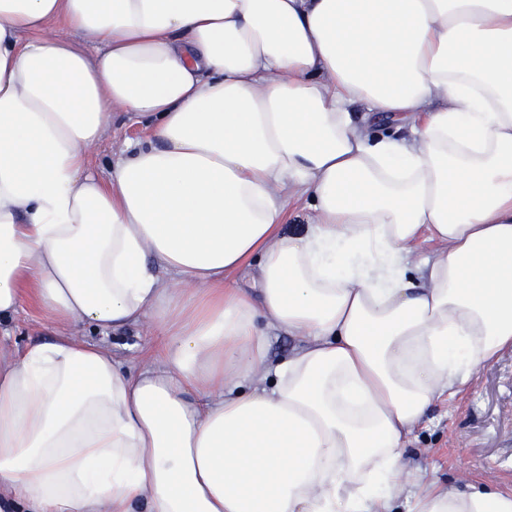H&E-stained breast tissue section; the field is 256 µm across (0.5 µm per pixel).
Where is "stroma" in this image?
<instances>
[{
    "label": "stroma",
    "instance_id": "obj_1",
    "mask_svg": "<svg viewBox=\"0 0 512 512\" xmlns=\"http://www.w3.org/2000/svg\"><path fill=\"white\" fill-rule=\"evenodd\" d=\"M149 129L137 117L119 115L111 132L91 149L92 164L108 173L112 161L128 141L148 136ZM10 348L47 340L50 332L32 302L9 323ZM90 341H107L113 355L126 366L136 367L151 339L150 324L125 328L103 337L87 328ZM406 453L421 469L420 480L481 483L512 488V352L503 353L468 386L450 400L437 403L425 422L409 438Z\"/></svg>",
    "mask_w": 512,
    "mask_h": 512
}]
</instances>
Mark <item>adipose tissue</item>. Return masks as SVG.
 Returning a JSON list of instances; mask_svg holds the SVG:
<instances>
[{"instance_id":"adipose-tissue-1","label":"adipose tissue","mask_w":512,"mask_h":512,"mask_svg":"<svg viewBox=\"0 0 512 512\" xmlns=\"http://www.w3.org/2000/svg\"><path fill=\"white\" fill-rule=\"evenodd\" d=\"M354 102L424 120L375 138ZM122 112L150 135L103 178ZM28 298L51 337L0 349L23 512H512L406 495L404 448L512 351V0H0V321ZM146 322L134 371L80 334ZM314 213L307 206L304 198L293 199L288 207V221L284 225L287 232L295 233L301 231L305 224L313 223ZM297 339L289 336L285 331H273L269 337L270 357L273 361H279L288 357Z\"/></svg>"}]
</instances>
